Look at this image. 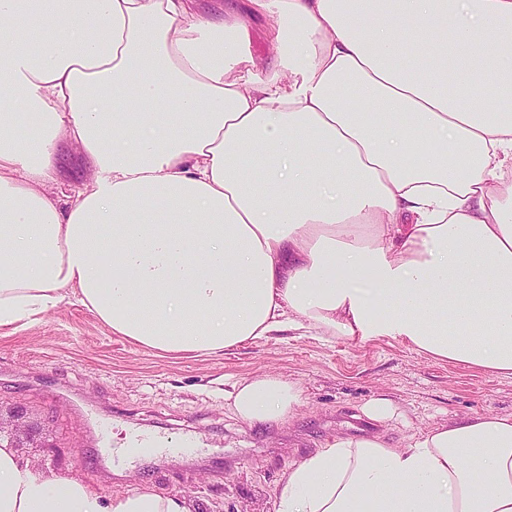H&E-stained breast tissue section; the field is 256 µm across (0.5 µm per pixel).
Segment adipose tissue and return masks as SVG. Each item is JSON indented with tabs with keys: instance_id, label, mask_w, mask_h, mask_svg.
I'll return each mask as SVG.
<instances>
[{
	"instance_id": "ef3b65f1",
	"label": "adipose tissue",
	"mask_w": 512,
	"mask_h": 512,
	"mask_svg": "<svg viewBox=\"0 0 512 512\" xmlns=\"http://www.w3.org/2000/svg\"><path fill=\"white\" fill-rule=\"evenodd\" d=\"M247 3L265 77L237 0H0V327L73 300L164 353L387 336L512 374V0ZM64 142L92 166L67 192ZM224 400L253 425L302 391L261 374ZM0 512L192 506L0 446ZM274 512H512V415L336 436ZM245 20L249 27V41L251 53L261 61L265 72H271L274 68L275 50L267 38V19L250 17L244 13Z\"/></svg>"
}]
</instances>
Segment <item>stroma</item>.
<instances>
[{
	"label": "stroma",
	"mask_w": 512,
	"mask_h": 512,
	"mask_svg": "<svg viewBox=\"0 0 512 512\" xmlns=\"http://www.w3.org/2000/svg\"><path fill=\"white\" fill-rule=\"evenodd\" d=\"M275 373L298 383L303 403L284 421L252 426L224 406L233 383ZM383 398L397 414L366 421ZM512 415V377L435 360L390 337L325 342L262 339L225 355L167 354L113 335L79 303L32 326L0 328V418L22 414L18 452L52 479H76L102 497L149 484L187 496L195 512H273L288 466L328 439L384 432L400 447L465 414ZM207 440L198 456L153 454L123 469L89 464L99 422Z\"/></svg>",
	"instance_id": "1"
}]
</instances>
